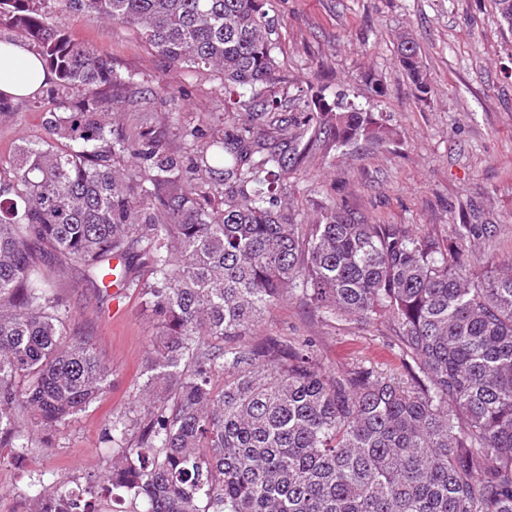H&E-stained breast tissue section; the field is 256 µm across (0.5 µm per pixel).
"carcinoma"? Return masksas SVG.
<instances>
[{
	"label": "carcinoma",
	"instance_id": "cac0c4a2",
	"mask_svg": "<svg viewBox=\"0 0 512 512\" xmlns=\"http://www.w3.org/2000/svg\"><path fill=\"white\" fill-rule=\"evenodd\" d=\"M47 0H0V28L34 45L54 73L53 141L24 142L0 175V437L18 448L97 402L112 366L90 336L64 332L55 266L91 283L112 258L156 325L141 393L112 421L118 448L101 497L55 484L37 512H106L123 489L147 512H512V263L491 250L495 224H455L443 238L331 210L296 224L274 204L309 143L385 142L391 129L336 97L303 98L309 138L283 149L256 125L288 131L277 100L240 88L273 79L275 34L264 0H63L68 11L122 22L169 62L224 76L225 108L251 124L198 142L183 158L142 133L114 135L101 113L132 81L48 20ZM398 56L420 100L429 93L417 44ZM93 97L71 102L75 90ZM137 159L119 168L113 157ZM206 177L224 189L201 201ZM326 318L389 319L405 368L321 365L312 341L248 343L284 295ZM139 430L128 439L130 428Z\"/></svg>",
	"mask_w": 512,
	"mask_h": 512
}]
</instances>
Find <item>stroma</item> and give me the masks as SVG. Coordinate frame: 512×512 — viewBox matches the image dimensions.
Here are the masks:
<instances>
[{
    "label": "stroma",
    "mask_w": 512,
    "mask_h": 512,
    "mask_svg": "<svg viewBox=\"0 0 512 512\" xmlns=\"http://www.w3.org/2000/svg\"><path fill=\"white\" fill-rule=\"evenodd\" d=\"M275 29L277 68L270 84L280 115L304 123L299 95L327 85V98L345 95L381 115L393 134L383 143L361 141L343 149L315 142L284 180L280 197L297 223L324 211L346 209L373 224H406L439 236L461 217L500 227V260H512V27L494 0H265ZM50 22L112 61L132 84L112 90L108 119L117 133L145 132L163 149L180 152L177 126L210 135L224 126V79L170 64L121 23H100L65 12L49 0ZM417 43L431 90L416 99L398 59V38ZM381 79L385 92L366 84ZM54 101L47 94L13 102L0 115V165L25 140H46L42 122ZM57 290L70 333L94 337L115 373L110 389L86 411L51 433L36 434L24 455L0 446V512L23 500L33 512L43 486L84 488L111 467L103 440L113 419L140 392L154 332L136 293H96L82 266L63 267ZM386 319L356 324L328 319L297 298L272 306L254 338L312 339L328 370L360 363L390 377L403 372Z\"/></svg>",
    "instance_id": "obj_1"
}]
</instances>
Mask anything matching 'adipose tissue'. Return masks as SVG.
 I'll return each mask as SVG.
<instances>
[{"label":"adipose tissue","instance_id":"adipose-tissue-1","mask_svg":"<svg viewBox=\"0 0 512 512\" xmlns=\"http://www.w3.org/2000/svg\"><path fill=\"white\" fill-rule=\"evenodd\" d=\"M52 78L37 53L15 39L0 40V95L28 99L46 87Z\"/></svg>","mask_w":512,"mask_h":512}]
</instances>
